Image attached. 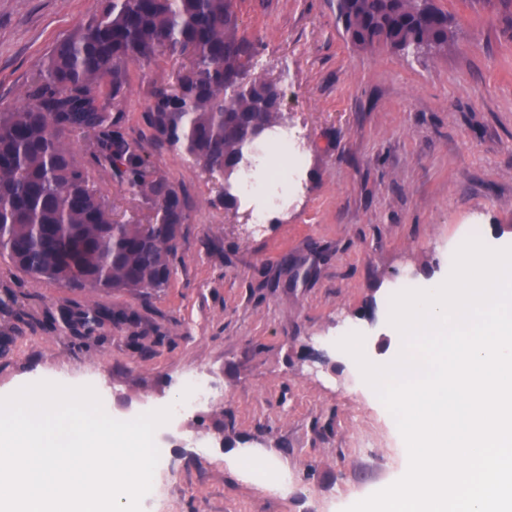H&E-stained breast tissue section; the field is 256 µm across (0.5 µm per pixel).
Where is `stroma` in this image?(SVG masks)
<instances>
[{"instance_id": "obj_1", "label": "stroma", "mask_w": 512, "mask_h": 512, "mask_svg": "<svg viewBox=\"0 0 512 512\" xmlns=\"http://www.w3.org/2000/svg\"><path fill=\"white\" fill-rule=\"evenodd\" d=\"M460 18L447 48L404 55L361 49L336 24V0H237L257 47L255 72L278 81L283 123L303 157L298 200L262 231L242 201L219 204L222 178L181 154L150 160L182 192L188 220L167 288L75 293L0 262V295L16 294L26 323L0 312V397L52 378L107 385L104 411L171 406L181 378L201 370L215 393L161 449L142 512H346L403 472L395 419L332 339L354 331L376 364L393 361L384 315L400 285L446 279L448 254L481 228L512 247V7L439 0ZM101 0H0V110L24 92L53 45ZM177 64L129 68L126 124L145 132L154 82ZM79 305L123 308L155 337L131 348V327L105 323L73 337ZM230 424L233 445L200 454L187 436ZM288 472L287 491L254 482L243 449Z\"/></svg>"}]
</instances>
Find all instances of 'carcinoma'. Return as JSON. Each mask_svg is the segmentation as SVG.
<instances>
[{
    "instance_id": "carcinoma-1",
    "label": "carcinoma",
    "mask_w": 512,
    "mask_h": 512,
    "mask_svg": "<svg viewBox=\"0 0 512 512\" xmlns=\"http://www.w3.org/2000/svg\"><path fill=\"white\" fill-rule=\"evenodd\" d=\"M236 0H102L58 40L17 109L0 112V259L72 290L148 294L167 287L188 201L125 128L130 65L180 61L142 113L150 139L225 180L281 116L278 82L252 73L255 44ZM336 22L360 48L440 52L459 19L435 0H336ZM88 139L83 155L70 146ZM108 173L137 201L124 221L91 181ZM123 309L79 308L67 328L88 337Z\"/></svg>"
}]
</instances>
